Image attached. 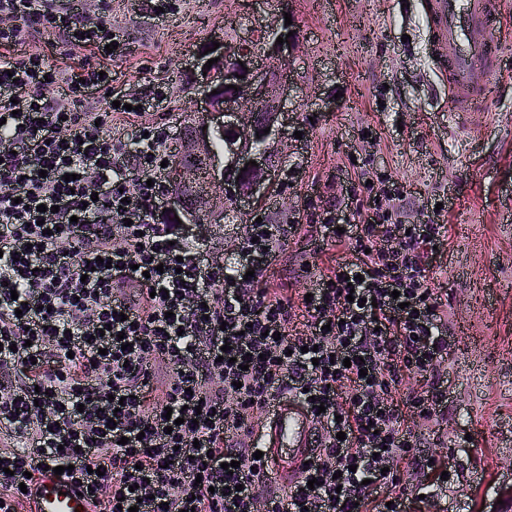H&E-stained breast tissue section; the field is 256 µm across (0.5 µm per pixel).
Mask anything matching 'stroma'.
Returning <instances> with one entry per match:
<instances>
[{
    "instance_id": "stroma-1",
    "label": "stroma",
    "mask_w": 512,
    "mask_h": 512,
    "mask_svg": "<svg viewBox=\"0 0 512 512\" xmlns=\"http://www.w3.org/2000/svg\"><path fill=\"white\" fill-rule=\"evenodd\" d=\"M125 45L112 57L35 39L7 48L39 51L67 68L103 64L115 90L161 84L171 102L155 119L178 140L194 111L186 64L216 36L251 38L272 16L262 0H169L164 14L147 0H106ZM424 0H282L299 42L287 60L294 89L287 130L274 143L276 203L261 219L287 222L331 198L357 218L366 195L353 191L360 171L393 172L411 192L407 224L439 214L447 244L430 285L448 320L452 349L440 374L448 386L442 421L423 427L427 443L448 452V483L412 512H504L512 487V16L507 46L486 108L458 122L448 86L435 71ZM342 254L309 232L290 240L267 272L270 288L287 287L302 262L326 269Z\"/></svg>"
}]
</instances>
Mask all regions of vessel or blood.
I'll return each instance as SVG.
<instances>
[{
    "mask_svg": "<svg viewBox=\"0 0 512 512\" xmlns=\"http://www.w3.org/2000/svg\"><path fill=\"white\" fill-rule=\"evenodd\" d=\"M507 0H425L434 69L448 85L452 111L472 112L490 95L503 40L498 26ZM316 423L293 398L274 402L261 436L266 480L293 487L312 459ZM33 512H91L86 497L53 471L42 472Z\"/></svg>",
    "mask_w": 512,
    "mask_h": 512,
    "instance_id": "1",
    "label": "vessel or blood"
}]
</instances>
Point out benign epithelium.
Segmentation results:
<instances>
[{"label": "benign epithelium", "mask_w": 512, "mask_h": 512, "mask_svg": "<svg viewBox=\"0 0 512 512\" xmlns=\"http://www.w3.org/2000/svg\"><path fill=\"white\" fill-rule=\"evenodd\" d=\"M292 26L280 19L262 31L260 41L268 45L263 59H257L249 42L230 49L220 46L208 54L198 53L192 64L196 104L202 117L197 128L200 144L209 145L215 136H226L221 151L199 152L200 168L180 162L181 153L172 157L165 170L169 184L168 211L181 224H204V215H224L226 195L233 196V209L246 204L252 208L274 196L270 178L269 152L254 148L246 140L260 138L268 143L282 130V114L290 84L283 72V54L296 45L297 36L286 37ZM283 38V44L276 43ZM218 59L207 69L204 64ZM240 77H235V74ZM237 89H232V86ZM270 128L268 134L263 129ZM254 160L257 165H249ZM247 171H241V168ZM246 175L245 184L236 181Z\"/></svg>", "instance_id": "obj_1"}]
</instances>
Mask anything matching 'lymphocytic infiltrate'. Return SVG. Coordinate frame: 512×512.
I'll list each match as a JSON object with an SVG mask.
<instances>
[{
  "instance_id": "1",
  "label": "lymphocytic infiltrate",
  "mask_w": 512,
  "mask_h": 512,
  "mask_svg": "<svg viewBox=\"0 0 512 512\" xmlns=\"http://www.w3.org/2000/svg\"><path fill=\"white\" fill-rule=\"evenodd\" d=\"M32 37L74 54L122 42L108 10L0 0V47ZM168 100L151 83L113 94L90 64L0 57V512H31L47 462L72 467L91 512H411L395 467L429 472L423 494L447 469L419 433L448 407L429 285L446 225L402 224L407 191L377 175L359 223L331 200L313 226L345 255L302 266L304 296L272 292L300 225L246 224L233 269L204 254L162 205L170 134L150 110ZM288 397L323 408L311 489L266 481L254 456Z\"/></svg>"
}]
</instances>
